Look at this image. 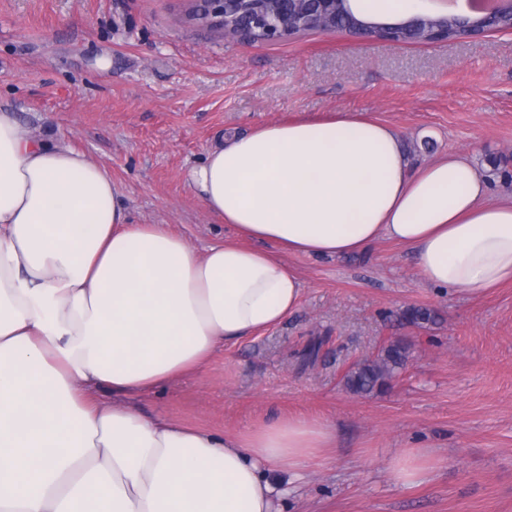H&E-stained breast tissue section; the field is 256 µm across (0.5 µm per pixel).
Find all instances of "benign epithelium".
I'll list each match as a JSON object with an SVG mask.
<instances>
[{
	"mask_svg": "<svg viewBox=\"0 0 512 512\" xmlns=\"http://www.w3.org/2000/svg\"><path fill=\"white\" fill-rule=\"evenodd\" d=\"M207 12L190 15L194 21L224 28L231 39L263 34L269 42H278L306 31H331L337 16L346 19L347 30L379 39L404 43L429 44L446 40L448 23L457 29L455 39L470 38L495 31H512V0H497L489 9H477V19L417 16L404 22L387 24L364 21L346 8L348 0H203Z\"/></svg>",
	"mask_w": 512,
	"mask_h": 512,
	"instance_id": "7a95c632",
	"label": "benign epithelium"
}]
</instances>
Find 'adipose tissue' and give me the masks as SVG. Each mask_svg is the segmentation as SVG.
I'll return each instance as SVG.
<instances>
[{"label": "adipose tissue", "mask_w": 512, "mask_h": 512, "mask_svg": "<svg viewBox=\"0 0 512 512\" xmlns=\"http://www.w3.org/2000/svg\"><path fill=\"white\" fill-rule=\"evenodd\" d=\"M187 179L235 238L197 253L131 223L107 170L0 107V512H274L270 473L335 453L326 420L220 435L131 398L297 310L280 253L386 239L425 284L477 296L512 282V200L459 154L412 167L400 132L360 113L218 140Z\"/></svg>", "instance_id": "adipose-tissue-1"}]
</instances>
